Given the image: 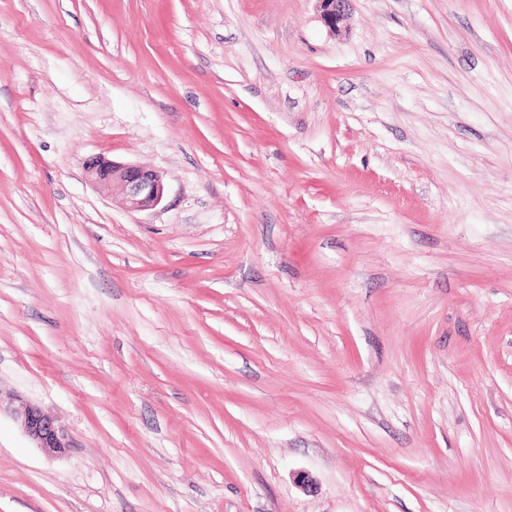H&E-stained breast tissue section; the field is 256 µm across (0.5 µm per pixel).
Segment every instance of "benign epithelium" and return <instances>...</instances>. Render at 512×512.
I'll list each match as a JSON object with an SVG mask.
<instances>
[{
	"label": "benign epithelium",
	"mask_w": 512,
	"mask_h": 512,
	"mask_svg": "<svg viewBox=\"0 0 512 512\" xmlns=\"http://www.w3.org/2000/svg\"><path fill=\"white\" fill-rule=\"evenodd\" d=\"M317 3L325 25L336 33L341 32L349 0H317ZM85 171L99 189L110 195L118 194L119 203L129 211L151 210L163 200V178L156 170L95 158L86 163ZM10 413L47 457L61 456L71 447L57 420L39 406L21 400Z\"/></svg>",
	"instance_id": "obj_1"
}]
</instances>
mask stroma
I'll return each mask as SVG.
<instances>
[{"instance_id": "35a3bbf8", "label": "stroma", "mask_w": 512, "mask_h": 512, "mask_svg": "<svg viewBox=\"0 0 512 512\" xmlns=\"http://www.w3.org/2000/svg\"><path fill=\"white\" fill-rule=\"evenodd\" d=\"M0 393V512H512V0H0ZM325 25L335 33L341 32L350 0H316ZM90 181L129 211L155 209L163 200L165 187L162 175L153 169L95 158L86 163ZM17 401L19 405L10 409V413L35 448H39L48 458L65 454L71 444L57 420L37 405Z\"/></svg>"}]
</instances>
